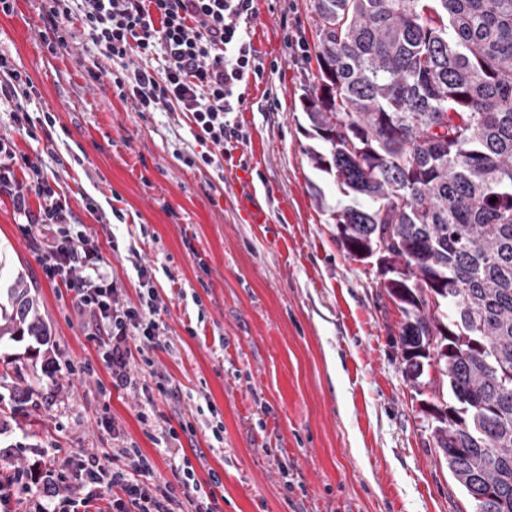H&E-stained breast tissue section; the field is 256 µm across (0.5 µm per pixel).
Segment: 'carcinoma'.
<instances>
[{"instance_id":"carcinoma-1","label":"carcinoma","mask_w":512,"mask_h":512,"mask_svg":"<svg viewBox=\"0 0 512 512\" xmlns=\"http://www.w3.org/2000/svg\"><path fill=\"white\" fill-rule=\"evenodd\" d=\"M317 84L303 110L313 169L349 203L331 211L359 260L382 252L402 310L407 377L437 364L431 427L474 512H512V0H313ZM495 202H490L491 198ZM50 332L24 274L0 296V344ZM3 362L0 410L43 385Z\"/></svg>"}]
</instances>
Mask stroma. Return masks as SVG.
Returning <instances> with one entry per match:
<instances>
[{
	"label": "stroma",
	"mask_w": 512,
	"mask_h": 512,
	"mask_svg": "<svg viewBox=\"0 0 512 512\" xmlns=\"http://www.w3.org/2000/svg\"><path fill=\"white\" fill-rule=\"evenodd\" d=\"M41 5L15 0L0 13V54L29 76L38 125L28 138L4 105L0 133L39 160L129 304L139 302L138 267L151 269L161 344L147 352L151 366L131 364L130 386L114 387L87 319L45 280L0 196V265L38 293L56 378L42 404L5 417L0 465L29 471L61 450L127 471L120 451L138 448L166 482L177 450L199 478L220 474L218 512H472L427 426L433 395L403 374V315L375 260L338 243L329 212L342 196L309 163L319 144L303 111L317 74L312 0H253L249 35L267 68L229 115L242 141L200 168L183 163L210 150L188 114L124 105L81 24L68 48L50 53ZM288 33L304 50L286 47ZM96 62L95 82L86 70ZM47 109L55 123L45 127ZM255 210L264 223L250 222ZM87 362L95 376L83 374ZM159 413L194 433L161 441L141 421ZM30 424L36 437L25 434Z\"/></svg>",
	"instance_id": "obj_1"
}]
</instances>
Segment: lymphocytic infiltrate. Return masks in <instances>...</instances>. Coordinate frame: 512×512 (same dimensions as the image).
<instances>
[{
	"label": "lymphocytic infiltrate",
	"mask_w": 512,
	"mask_h": 512,
	"mask_svg": "<svg viewBox=\"0 0 512 512\" xmlns=\"http://www.w3.org/2000/svg\"><path fill=\"white\" fill-rule=\"evenodd\" d=\"M43 17L51 32L50 51L68 48L73 35L66 24L79 17L84 32L100 53L116 63L112 82L119 98L137 112L157 110L189 113L196 139L210 143L213 151L202 155L203 164L214 161L213 153L238 138L228 115L243 101V84L262 77L265 67L255 53L248 23L253 0H43ZM30 85L28 76L0 55V97L13 101V120L18 130L30 133L29 113L20 93ZM32 172L30 184L19 182L16 168ZM10 198L22 217L21 232L40 252L45 279L63 284L75 293L79 312L90 313L95 327L112 331V344L104 360L112 377L126 382L125 370L133 352L130 341L157 344L159 325L153 300L141 306L125 304L119 288L111 286L102 265L100 250L87 234L75 230V217L65 202L41 175L39 165L17 153L13 141L0 136V196ZM39 206H31V198ZM125 454L133 473L113 472L112 483L122 494L113 498L114 512H174L178 499H185L194 512H215L217 473H210V490H203L189 458L172 468L174 480L153 483L155 465L141 449ZM104 470L89 458L69 455L63 466L48 465L46 475L53 489L50 502H35L33 512H90L99 499ZM75 477L84 497L63 494L67 477Z\"/></svg>",
	"instance_id": "1"
}]
</instances>
